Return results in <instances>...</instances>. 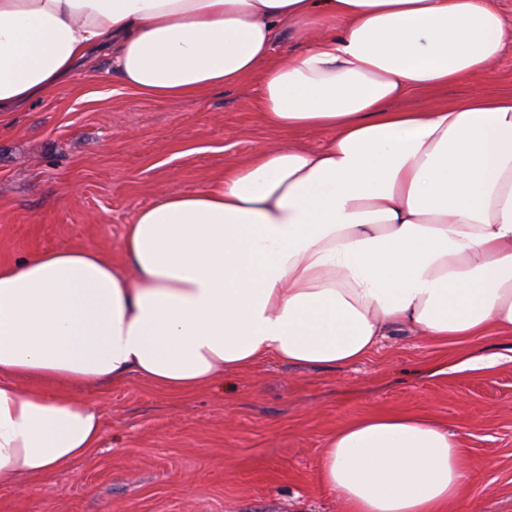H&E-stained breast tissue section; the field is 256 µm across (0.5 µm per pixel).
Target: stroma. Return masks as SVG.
Returning <instances> with one entry per match:
<instances>
[{
	"instance_id": "1",
	"label": "stroma",
	"mask_w": 512,
	"mask_h": 512,
	"mask_svg": "<svg viewBox=\"0 0 512 512\" xmlns=\"http://www.w3.org/2000/svg\"><path fill=\"white\" fill-rule=\"evenodd\" d=\"M479 93H512V41L490 70L397 106ZM287 140L261 119L257 79L200 98H152L125 87L99 55L47 94L0 112V264L59 247L121 261L137 210ZM469 351L413 334L355 365L268 357L191 393L133 375L75 388L102 415L97 447L1 487L0 512H343L320 479L326 440L380 413L447 426L464 462L482 470L465 498L479 512H512V362L446 375Z\"/></svg>"
}]
</instances>
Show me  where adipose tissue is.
<instances>
[{"instance_id": "adipose-tissue-1", "label": "adipose tissue", "mask_w": 512, "mask_h": 512, "mask_svg": "<svg viewBox=\"0 0 512 512\" xmlns=\"http://www.w3.org/2000/svg\"><path fill=\"white\" fill-rule=\"evenodd\" d=\"M286 31L310 45L283 61ZM505 36L497 0H0V112L107 50L139 93L256 76L270 126L334 132L139 209L123 264H0V487L96 447L101 415L69 385L186 393L268 355L352 365L399 333L512 334V94L391 107L491 68ZM479 474L448 428L401 415L348 423L320 462L344 512H472Z\"/></svg>"}]
</instances>
